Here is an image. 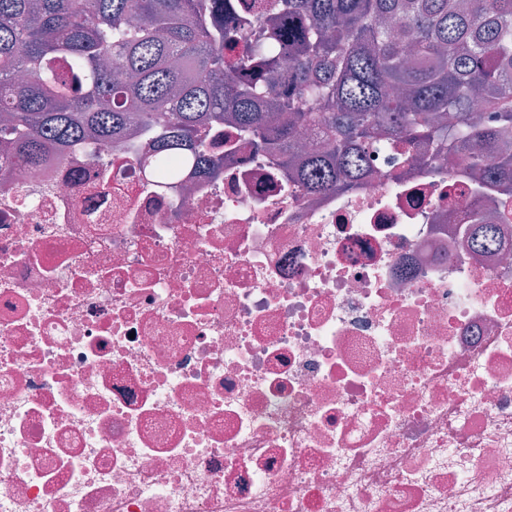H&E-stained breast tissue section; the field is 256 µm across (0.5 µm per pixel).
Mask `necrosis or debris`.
I'll use <instances>...</instances> for the list:
<instances>
[{
    "mask_svg": "<svg viewBox=\"0 0 512 512\" xmlns=\"http://www.w3.org/2000/svg\"><path fill=\"white\" fill-rule=\"evenodd\" d=\"M149 146L0 188V512H512V207ZM496 225L486 252L471 219Z\"/></svg>",
    "mask_w": 512,
    "mask_h": 512,
    "instance_id": "necrosis-or-debris-1",
    "label": "necrosis or debris"
}]
</instances>
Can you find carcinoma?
<instances>
[{
	"instance_id": "cac0c4a2",
	"label": "carcinoma",
	"mask_w": 512,
	"mask_h": 512,
	"mask_svg": "<svg viewBox=\"0 0 512 512\" xmlns=\"http://www.w3.org/2000/svg\"><path fill=\"white\" fill-rule=\"evenodd\" d=\"M222 125L310 192L358 186L379 151L429 168L421 143L512 191V0H0L13 166L134 126L156 172L203 175ZM300 129L330 150L297 159ZM494 241L475 225L473 248Z\"/></svg>"
}]
</instances>
